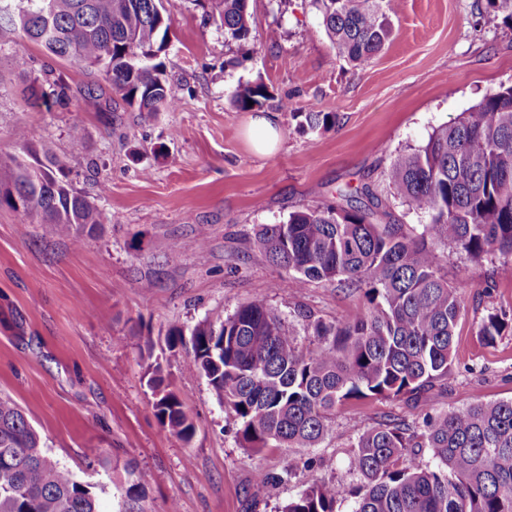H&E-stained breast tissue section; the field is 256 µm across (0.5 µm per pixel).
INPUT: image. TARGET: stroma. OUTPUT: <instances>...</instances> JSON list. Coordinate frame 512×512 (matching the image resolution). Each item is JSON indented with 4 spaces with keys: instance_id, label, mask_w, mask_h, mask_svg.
Returning a JSON list of instances; mask_svg holds the SVG:
<instances>
[{
    "instance_id": "35a3bbf8",
    "label": "stroma",
    "mask_w": 512,
    "mask_h": 512,
    "mask_svg": "<svg viewBox=\"0 0 512 512\" xmlns=\"http://www.w3.org/2000/svg\"><path fill=\"white\" fill-rule=\"evenodd\" d=\"M256 40L239 43L199 0H173L170 46L161 57L179 106L148 114L112 104L103 75L30 46L32 76L14 66L12 32H0V156L47 144L75 185L96 200L103 222L64 236L23 212L0 208V392L38 429L45 451L79 481L100 487L102 512H118L136 487L147 512H280L311 478L361 484L349 469L357 433L384 416L406 421L477 400L512 398V333L485 344L489 311L512 312V267L472 263L437 248L449 276L465 272L456 328V378L418 403L349 401L318 447L256 452L235 438V415L205 378L183 370L166 346L170 329L219 323L260 297L305 337L299 313L327 321L364 313L361 294L324 282L294 288L254 245L260 225L306 205L331 202L339 187L370 185L396 223L421 231L384 178L398 156L427 142L484 95L512 85V28L479 13L476 0H402L391 44L351 67L339 59L313 0H250ZM71 91L62 103L32 104L24 89ZM263 81L264 106L280 144L261 155L246 135L251 112L229 93ZM103 89L86 109L79 90ZM304 112H332L335 125L300 130ZM81 126V146L71 139ZM108 186L100 195V186ZM206 234V249L194 242ZM159 360L195 425L191 442L158 421L147 385ZM316 461L291 481L254 493L258 468L297 457Z\"/></svg>"
}]
</instances>
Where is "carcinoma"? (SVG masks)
Here are the masks:
<instances>
[{
	"label": "carcinoma",
	"instance_id": "1",
	"mask_svg": "<svg viewBox=\"0 0 512 512\" xmlns=\"http://www.w3.org/2000/svg\"><path fill=\"white\" fill-rule=\"evenodd\" d=\"M10 30L15 67L31 69L28 44L97 70L130 108L173 112L178 98L163 77L171 14L165 0H17ZM249 0H209V17L235 41L253 39ZM339 58L361 64L393 36L401 0H313ZM486 10L512 28V0H485ZM262 83L238 87L232 105L263 107ZM253 105H248V102ZM309 131L336 115L300 114ZM0 207L24 212L37 224L69 235L102 224L95 204L45 144L0 158ZM407 210L428 217L418 235L386 222L389 214L369 186L339 190L341 201L306 206L280 224H263L255 245L292 276L296 288L312 280L363 292L369 307L344 322L309 312L305 345L296 342L277 308L249 299L223 322L198 323L190 341L181 329L167 344L180 347L183 369L204 377L220 404L236 417L244 448H315L336 408L351 400L395 401L418 396L454 378L455 330L464 274H441L436 246L471 261L512 266V86L486 94L451 124L436 129L420 149L386 171ZM512 332V312L494 310L478 327L492 344ZM155 415L183 442L195 434L183 400L161 362L149 364ZM39 432L20 405L0 393V512H100L90 486L43 451ZM416 448H429L433 469L402 465ZM350 467L364 479L354 512H512V399L477 401L412 424L384 418L360 432ZM313 468L303 457L279 470L260 469L254 486L282 484ZM351 489L313 478L281 512H336ZM120 512H145L130 486Z\"/></svg>",
	"mask_w": 512,
	"mask_h": 512
}]
</instances>
